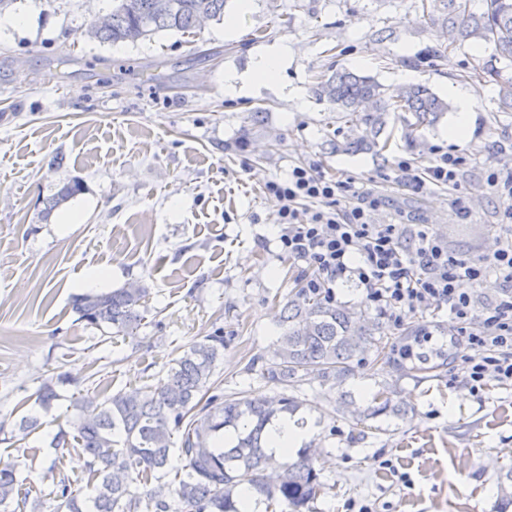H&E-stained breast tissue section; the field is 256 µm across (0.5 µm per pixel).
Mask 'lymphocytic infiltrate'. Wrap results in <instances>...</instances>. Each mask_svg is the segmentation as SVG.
I'll list each match as a JSON object with an SVG mask.
<instances>
[{"label":"lymphocytic infiltrate","instance_id":"lymphocytic-infiltrate-1","mask_svg":"<svg viewBox=\"0 0 512 512\" xmlns=\"http://www.w3.org/2000/svg\"><path fill=\"white\" fill-rule=\"evenodd\" d=\"M463 157L438 154L427 173L398 160L396 179L423 192L428 185H458ZM483 178L506 202L500 233L491 253H449L425 224H378L376 199L357 206L344 201L345 182L326 178L317 163L293 167L286 178L267 181V194L279 205V242L284 253L308 264L305 288L336 299L338 281L356 283L368 308L394 326L421 307H447L462 354L451 371L473 397L488 382L512 387V175L487 167ZM496 275L499 294L478 300L472 291Z\"/></svg>","mask_w":512,"mask_h":512}]
</instances>
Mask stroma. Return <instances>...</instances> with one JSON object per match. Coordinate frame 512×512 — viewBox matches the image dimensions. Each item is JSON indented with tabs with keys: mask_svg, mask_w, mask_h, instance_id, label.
<instances>
[{
	"mask_svg": "<svg viewBox=\"0 0 512 512\" xmlns=\"http://www.w3.org/2000/svg\"><path fill=\"white\" fill-rule=\"evenodd\" d=\"M29 2L24 30L0 27V420L28 415L43 383L60 395L27 439L0 432V460L16 464L30 498L85 474V455L52 444L71 417V397L157 383L209 333H224L220 392L276 393L258 368L270 362L280 311L310 269L282 253L278 206L264 185L293 166L317 162L326 177L349 183V202L378 196V222L431 225L449 252L493 249L505 202L483 171L512 169V112L500 110L497 96L512 67L471 79L489 60V44L438 56L447 35L423 15H440L442 0H251L245 12L227 0L232 31L210 20L186 34L114 45L88 34L112 0H15L13 8ZM280 47L288 57L277 78L254 81L255 57ZM339 69L390 90L424 84L444 99L465 89L474 126L452 142L454 113L416 130L411 113L392 112L387 150L336 151L349 129L313 89ZM436 147L465 159L459 188L417 193L390 179L396 159L422 171ZM73 180L81 194L45 214L46 199ZM459 195L471 211L464 220L450 205ZM74 211L79 222L63 224ZM93 268L111 272L109 289L135 281L148 288L134 335L101 342L100 330L73 312L71 297ZM366 311L393 341L427 329L440 347L451 342L447 309H419L400 328ZM384 386L405 414L358 424L336 413L341 390L366 409ZM298 396L311 410L309 436L332 487L311 512H346L354 500L377 512H497V477L512 467V387L489 383L477 399L448 371L398 372L378 362L341 389L306 381ZM400 472L412 487L398 483Z\"/></svg>",
	"mask_w": 512,
	"mask_h": 512,
	"instance_id": "1",
	"label": "stroma"
}]
</instances>
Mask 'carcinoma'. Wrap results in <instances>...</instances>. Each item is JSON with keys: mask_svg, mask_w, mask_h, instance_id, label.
Returning a JSON list of instances; mask_svg holds the SVG:
<instances>
[{"mask_svg": "<svg viewBox=\"0 0 512 512\" xmlns=\"http://www.w3.org/2000/svg\"><path fill=\"white\" fill-rule=\"evenodd\" d=\"M160 0H113L105 26L90 22L91 38L101 43L136 42L161 31L189 32L204 15H224L227 0H177L173 10L158 7ZM431 25L448 32V45L489 43L495 60L512 64V0H444L441 16L428 15ZM315 94L336 105V111L354 136L338 151H359L378 146V137L390 112H409L414 127L432 126L449 112L444 99L424 85H408L397 99L385 98L383 86L370 76L338 71L320 81ZM83 190L73 181L46 201L45 215ZM147 287L136 282L108 293L76 294L72 309L79 318L115 334L129 335L143 320L140 308ZM355 309L305 291L288 301L280 319L281 336L267 378L282 387L274 397L254 399L245 392L224 397L217 410L208 408L217 361L224 350V335L216 331L193 342L174 360L165 379L156 386L105 395L95 388L71 400L76 419L59 429L57 447L72 446L87 456L91 493L72 489L63 480L48 493L53 512H240L239 493L251 490L269 507L284 504L303 512L327 493L316 454L304 447L278 460L266 452L272 428L284 417L295 418L305 404L288 394L308 377L342 384L355 365L370 357L386 362L397 358L398 346L385 337L357 326ZM451 352L422 353L411 360L422 372L444 365ZM60 399L53 385L38 391L35 405L47 412ZM369 414H397L392 392L375 394ZM42 426L38 414L14 424L27 437ZM180 433V454L185 465L173 472L170 451L174 433ZM17 469L0 463V512H42L45 502L29 501L17 493ZM512 468L500 474L502 496L498 512L512 507Z\"/></svg>", "mask_w": 512, "mask_h": 512, "instance_id": "cac0c4a2", "label": "carcinoma"}]
</instances>
